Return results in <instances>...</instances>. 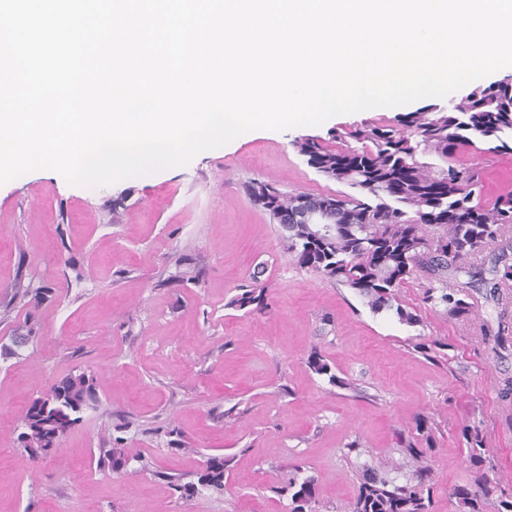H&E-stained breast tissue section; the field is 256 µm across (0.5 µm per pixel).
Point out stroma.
I'll use <instances>...</instances> for the list:
<instances>
[{
  "instance_id": "1",
  "label": "stroma",
  "mask_w": 512,
  "mask_h": 512,
  "mask_svg": "<svg viewBox=\"0 0 512 512\" xmlns=\"http://www.w3.org/2000/svg\"><path fill=\"white\" fill-rule=\"evenodd\" d=\"M414 109L255 130L177 169L98 188L43 169L0 185V512H287L276 492L284 464L315 477L318 512H349L347 443L360 440L405 473L393 431L418 413L438 425L434 512H455L465 425L483 430L490 459L512 480V406L498 393L512 377V304L480 287L475 315L453 319L424 303L420 279L401 290L419 324L372 312L351 288L297 266L278 224L244 192L253 180L287 193L339 191L293 141L328 142L335 131ZM461 157L480 165L485 200L512 190V151L470 147ZM179 259L201 283L174 280ZM253 276L269 290V313L228 305ZM19 280L48 296L14 304ZM26 320L33 336L13 348ZM435 341L436 358L413 349ZM314 350L341 385L309 369ZM72 371L93 376L99 402L55 451L31 460L17 441L19 417ZM236 404L239 419L225 425ZM123 419L137 459L120 473L101 470L105 432ZM171 428L189 450L170 447ZM217 455L234 458L223 492L186 503L169 488L168 476L195 480Z\"/></svg>"
}]
</instances>
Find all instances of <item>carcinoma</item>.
Here are the masks:
<instances>
[{"label": "carcinoma", "instance_id": "cac0c4a2", "mask_svg": "<svg viewBox=\"0 0 512 512\" xmlns=\"http://www.w3.org/2000/svg\"><path fill=\"white\" fill-rule=\"evenodd\" d=\"M474 138L486 145V154L512 151L511 81L477 85L446 107L427 105L395 120L381 117L350 128L335 135L334 145L310 138L293 142L309 167L353 194L284 193L260 180L250 182L246 191L285 232L297 266L352 288L372 312L388 311L411 326L419 323L398 291L410 279H424L425 303L444 308L450 318H466L473 313L470 283L458 281V275L490 287L499 301L508 300L512 289V255L506 249L496 255L489 279L474 264L512 227V192L484 202L478 171L456 160ZM325 204L335 207L336 223L318 236L298 215ZM228 306L248 314L265 312L270 303L266 289L248 281L238 286ZM308 367L332 385L347 386L316 351ZM97 402L93 376L67 373L23 410L20 447L33 460L50 454ZM130 426L129 421L115 426L119 435L112 438L113 446L99 449L98 468L118 473L134 459L120 436ZM436 431L434 417L422 414L397 429L398 451L411 463L409 473L401 476L383 471L358 441L347 444L345 458L355 477L350 512H433L437 486L429 457ZM461 435L467 474L452 491L457 512H486L494 499L497 512H512V495L505 494L487 455L486 435L471 425ZM232 462L231 456L211 457L197 482L176 484L174 490L187 502L202 490L221 493ZM283 473L285 483L277 492L288 494V512H318L315 478L300 476L299 468L285 467Z\"/></svg>", "mask_w": 512, "mask_h": 512}]
</instances>
